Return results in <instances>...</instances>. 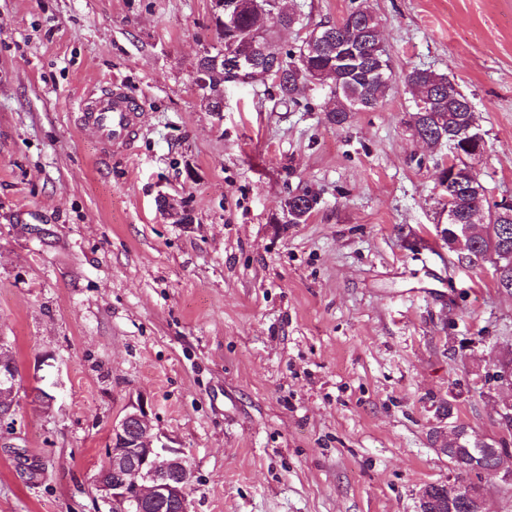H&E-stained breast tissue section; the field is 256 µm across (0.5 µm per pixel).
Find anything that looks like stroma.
<instances>
[{
  "label": "stroma",
  "instance_id": "1",
  "mask_svg": "<svg viewBox=\"0 0 512 512\" xmlns=\"http://www.w3.org/2000/svg\"><path fill=\"white\" fill-rule=\"evenodd\" d=\"M296 6L314 23L367 7L395 75L454 78L487 140L473 166L512 196V0ZM217 44L211 0H0V337L21 385L0 512H97L102 450L140 398L187 452L192 512H416L449 472L441 403L504 435L512 391L487 375L512 292L439 237L451 155L413 138L411 90L338 127L326 90L305 111L272 80L228 83L217 116L193 83ZM113 80L146 130L109 158L74 114ZM304 187L319 204L288 223Z\"/></svg>",
  "mask_w": 512,
  "mask_h": 512
}]
</instances>
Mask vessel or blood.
Returning <instances> with one entry per match:
<instances>
[{"label":"vessel or blood","mask_w":512,"mask_h":512,"mask_svg":"<svg viewBox=\"0 0 512 512\" xmlns=\"http://www.w3.org/2000/svg\"><path fill=\"white\" fill-rule=\"evenodd\" d=\"M75 121L94 130L103 149L112 154L129 153L141 137L145 123L139 103L118 83L85 97Z\"/></svg>","instance_id":"obj_1"}]
</instances>
